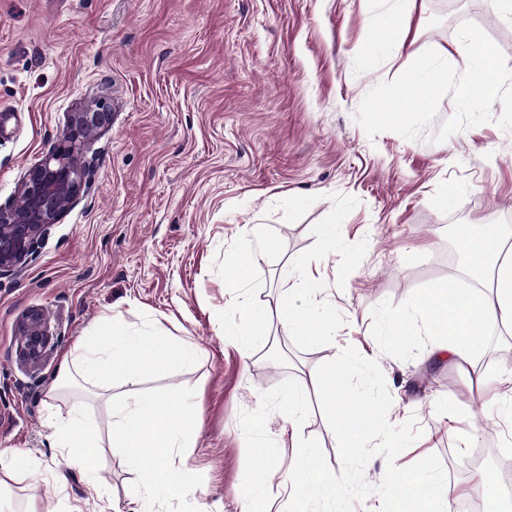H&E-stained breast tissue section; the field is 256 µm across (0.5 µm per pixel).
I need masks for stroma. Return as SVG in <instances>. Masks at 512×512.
Segmentation results:
<instances>
[{"instance_id":"obj_1","label":"stroma","mask_w":512,"mask_h":512,"mask_svg":"<svg viewBox=\"0 0 512 512\" xmlns=\"http://www.w3.org/2000/svg\"><path fill=\"white\" fill-rule=\"evenodd\" d=\"M372 0H0V202L17 200L26 171L61 138L69 112L106 97L111 126L88 150L92 184L56 224L19 276L0 278V453L34 464L53 512H140L136 478L118 449L96 474L73 465L54 441L74 405L100 431L112 412L101 399L51 398L63 358L98 325L151 319L193 344L196 365L140 390L191 387L198 423L175 466L201 475L188 496L198 512H241L244 480L261 459L287 464L289 414L340 471L336 436L317 398L316 369L343 349L377 357L393 404L392 425L416 417L421 436L399 467L437 456L451 485L489 482L458 464L471 410L491 404L471 379L512 374V337L490 327L473 368L430 359L424 334L385 341L390 319L420 293L458 287L466 270L448 263L457 226L499 225L512 247V131L489 121L433 136L455 113L444 97L423 136L368 137L355 120L364 96L434 49L456 71L459 27L478 25L512 68V6L487 0H411L385 30ZM407 31L395 53L392 40ZM340 241L323 251L324 225ZM276 241L244 287L224 261L254 241ZM312 318L331 314L325 336L288 335L247 354L224 327L247 324L277 303ZM44 309L54 349L37 375L15 355L22 315ZM301 395L290 409V392ZM98 493H90L91 483Z\"/></svg>"}]
</instances>
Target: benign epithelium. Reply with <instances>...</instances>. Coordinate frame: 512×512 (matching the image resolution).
<instances>
[{"mask_svg":"<svg viewBox=\"0 0 512 512\" xmlns=\"http://www.w3.org/2000/svg\"><path fill=\"white\" fill-rule=\"evenodd\" d=\"M111 122L112 113L102 101L70 113L60 142L21 180L19 194L25 204H0V276L20 274L50 228L76 204L90 183L91 163L83 159L84 146ZM51 342L44 311L28 310L20 320L19 362L36 372L48 357Z\"/></svg>","mask_w":512,"mask_h":512,"instance_id":"7a95c632","label":"benign epithelium"}]
</instances>
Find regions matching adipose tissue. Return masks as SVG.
Masks as SVG:
<instances>
[{
  "label": "adipose tissue",
  "instance_id": "ef3b65f1",
  "mask_svg": "<svg viewBox=\"0 0 512 512\" xmlns=\"http://www.w3.org/2000/svg\"><path fill=\"white\" fill-rule=\"evenodd\" d=\"M458 238L474 267L490 273L487 294L461 295L437 288L411 301L413 312L430 338V355L452 364L469 361L491 325L512 330V252L503 251L500 230L491 225L479 233L465 228L459 230ZM55 441L58 447L75 449L76 466L85 471L96 470L101 437L80 412H72L60 421ZM289 478L291 512H308L312 500L336 495V478L321 469L315 449L302 448L293 455ZM383 489L396 503L418 501L422 512H448L454 494L439 476L395 470L386 471Z\"/></svg>",
  "mask_w": 512,
  "mask_h": 512
}]
</instances>
